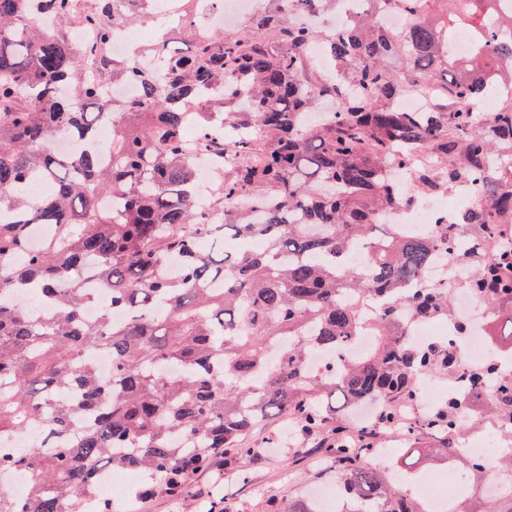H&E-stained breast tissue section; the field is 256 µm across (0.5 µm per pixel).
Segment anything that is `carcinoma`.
Masks as SVG:
<instances>
[{"mask_svg": "<svg viewBox=\"0 0 512 512\" xmlns=\"http://www.w3.org/2000/svg\"><path fill=\"white\" fill-rule=\"evenodd\" d=\"M0 0V441L29 428L43 440L0 472L23 470L25 500L0 494V512H112L101 470L138 469L151 491L177 494L218 456L255 452L251 432L286 414L317 433L336 395L378 402V421L340 420L323 452L336 468L341 512H426L366 455L378 431L399 426V405L428 373L466 387L427 417L407 423L411 444L448 457L465 410L486 406L512 437V372L494 358L462 371L446 343L419 345L404 318L456 321L448 288L410 289L441 247L471 267L461 287L512 310V12L501 0H368L374 8L342 33L293 25L292 11L336 0H266L235 32L185 26L187 48H153L157 74L97 51L98 76L83 79L84 53L70 38L79 18L100 44L111 22L136 23L154 0ZM57 17L42 29L36 14ZM387 11L409 27L383 25ZM473 34L450 54L457 28ZM319 42L336 76L309 73L302 51ZM129 80L138 96L116 100ZM413 88L434 93L427 112L394 101ZM346 98L340 112L311 115ZM501 97L481 115L470 105ZM196 109L202 150L229 159L224 197L200 209L196 160L183 151ZM117 119L110 145L96 131ZM231 135L220 139L211 125ZM73 138L72 153L53 149ZM42 183L40 198L28 192ZM469 186L481 199L435 235L380 233L385 213L420 197ZM494 256H481V242ZM368 262L351 263L355 245ZM103 304L98 319L85 310ZM373 328L372 350L339 371L310 373ZM288 340L278 362L267 348ZM112 359V377L93 358ZM474 483L483 461L462 457Z\"/></svg>", "mask_w": 512, "mask_h": 512, "instance_id": "cac0c4a2", "label": "carcinoma"}]
</instances>
